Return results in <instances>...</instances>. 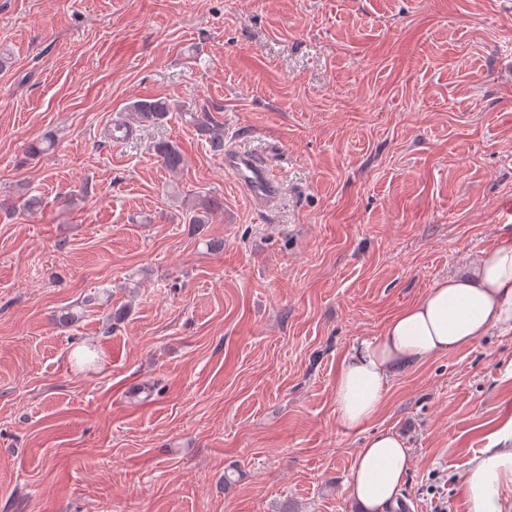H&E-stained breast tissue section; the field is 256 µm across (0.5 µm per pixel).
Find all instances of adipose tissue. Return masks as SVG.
<instances>
[{"instance_id": "obj_1", "label": "adipose tissue", "mask_w": 512, "mask_h": 512, "mask_svg": "<svg viewBox=\"0 0 512 512\" xmlns=\"http://www.w3.org/2000/svg\"><path fill=\"white\" fill-rule=\"evenodd\" d=\"M495 331H512L510 240L482 252L465 273L436 283L395 314L381 336L352 348L336 374L340 425L357 431L374 418L398 367L455 352ZM410 465V450L395 431L367 440L346 486L358 512H391ZM459 481L471 512H512V447L482 450Z\"/></svg>"}]
</instances>
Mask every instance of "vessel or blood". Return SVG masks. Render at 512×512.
<instances>
[{"mask_svg":"<svg viewBox=\"0 0 512 512\" xmlns=\"http://www.w3.org/2000/svg\"><path fill=\"white\" fill-rule=\"evenodd\" d=\"M224 172L241 188L247 200L262 213L274 210L282 193V182L263 154L229 145L224 149Z\"/></svg>","mask_w":512,"mask_h":512,"instance_id":"obj_1","label":"vessel or blood"}]
</instances>
